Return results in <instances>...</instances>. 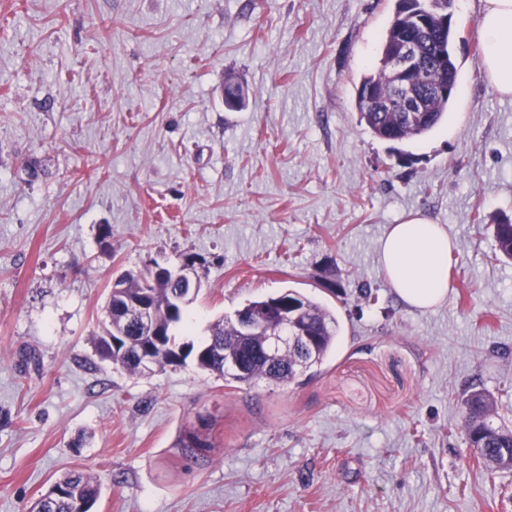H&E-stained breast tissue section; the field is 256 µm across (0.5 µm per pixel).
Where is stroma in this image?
Instances as JSON below:
<instances>
[{"label": "stroma", "instance_id": "35a3bbf8", "mask_svg": "<svg viewBox=\"0 0 512 512\" xmlns=\"http://www.w3.org/2000/svg\"><path fill=\"white\" fill-rule=\"evenodd\" d=\"M480 5L455 0L447 117L389 142L355 96L395 0H0V512L69 469L97 479L93 512H512L460 405L479 385L512 424L490 229L512 219V97L482 72ZM414 213L455 244L425 312L378 262ZM188 256L190 340L293 289L335 313V348L248 387L101 360L115 275ZM187 428L212 448L187 456Z\"/></svg>", "mask_w": 512, "mask_h": 512}]
</instances>
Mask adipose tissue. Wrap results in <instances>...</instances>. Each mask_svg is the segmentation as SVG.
Listing matches in <instances>:
<instances>
[{
    "label": "adipose tissue",
    "instance_id": "ef3b65f1",
    "mask_svg": "<svg viewBox=\"0 0 512 512\" xmlns=\"http://www.w3.org/2000/svg\"><path fill=\"white\" fill-rule=\"evenodd\" d=\"M479 30L484 73L498 94L512 97V0H482ZM451 251L444 228L419 215L390 225L378 246L379 264L395 294L422 311L448 294Z\"/></svg>",
    "mask_w": 512,
    "mask_h": 512
}]
</instances>
